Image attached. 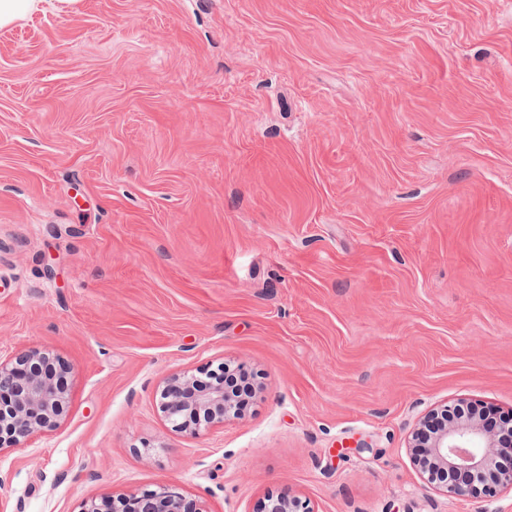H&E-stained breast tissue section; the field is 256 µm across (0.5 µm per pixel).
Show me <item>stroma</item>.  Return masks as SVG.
<instances>
[{
  "instance_id": "1",
  "label": "stroma",
  "mask_w": 512,
  "mask_h": 512,
  "mask_svg": "<svg viewBox=\"0 0 512 512\" xmlns=\"http://www.w3.org/2000/svg\"><path fill=\"white\" fill-rule=\"evenodd\" d=\"M70 368L0 512H512L409 443L512 411V0H79L0 27V357ZM242 365L202 435L163 380ZM345 456H337L340 445ZM80 512H204L186 502L176 485H161L155 489L134 491L98 505L83 500ZM256 512H313L306 501L297 498L268 496L261 511Z\"/></svg>"
}]
</instances>
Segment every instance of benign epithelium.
Instances as JSON below:
<instances>
[{
	"mask_svg": "<svg viewBox=\"0 0 512 512\" xmlns=\"http://www.w3.org/2000/svg\"><path fill=\"white\" fill-rule=\"evenodd\" d=\"M198 377L176 373L158 390V406L174 430L197 436L240 416L237 398L224 387L223 370ZM70 402L68 367L48 350L28 349L0 359V453L31 436L56 429ZM453 417L429 438L414 433L412 447L423 449L415 464L426 482L447 496L493 497L512 488V467L496 465L512 456V417L501 424L506 437L496 441L480 417V408ZM80 512H197L175 485L134 491L97 504L82 501ZM261 512H313L297 498L269 496Z\"/></svg>",
	"mask_w": 512,
	"mask_h": 512,
	"instance_id": "7a95c632",
	"label": "benign epithelium"
}]
</instances>
